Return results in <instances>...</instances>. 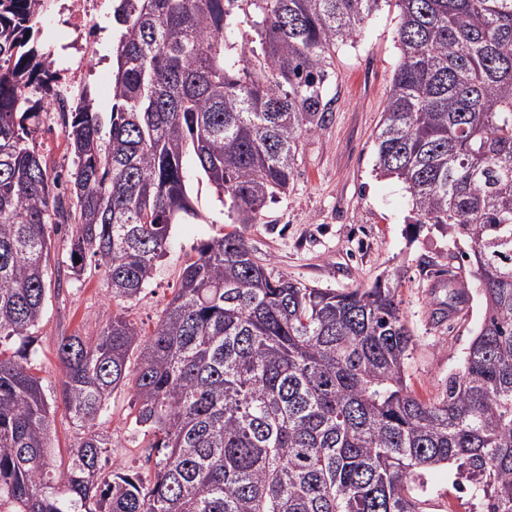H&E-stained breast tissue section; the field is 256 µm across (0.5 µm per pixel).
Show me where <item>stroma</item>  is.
I'll return each mask as SVG.
<instances>
[{
    "mask_svg": "<svg viewBox=\"0 0 512 512\" xmlns=\"http://www.w3.org/2000/svg\"><path fill=\"white\" fill-rule=\"evenodd\" d=\"M396 29L397 9L386 0L355 42L337 46L327 79L324 125L303 139L286 194L267 205L260 223L241 232L254 254L271 260L274 273L308 285L347 291L371 287L379 279H398V299L415 341L407 381L419 397L433 399L441 395L448 376L459 371L484 307L474 287L465 305L449 310V275L470 276L468 262L459 257L464 244L433 227L409 224L404 186L375 171V134L400 61ZM92 50L99 64L87 87L95 110L106 119L112 110V44L99 38ZM36 145L50 174L71 168L73 157L59 115L40 119ZM184 166L194 213L172 225L169 246L152 279L139 299L122 310L145 335L154 330L198 245L233 229L227 205L197 172L193 157H185ZM51 239L33 366L52 407L53 459L63 467L78 431L61 394L57 341L95 334L106 314L117 308L94 261H87L80 278L70 277V229H59ZM110 405L105 429L116 445L112 461L129 467L144 439L130 422V392L115 390ZM427 478L434 490L430 512H480L479 501L458 488L453 469H435Z\"/></svg>",
    "mask_w": 512,
    "mask_h": 512,
    "instance_id": "obj_1",
    "label": "stroma"
}]
</instances>
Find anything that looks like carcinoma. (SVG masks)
<instances>
[{
    "instance_id": "cac0c4a2",
    "label": "carcinoma",
    "mask_w": 512,
    "mask_h": 512,
    "mask_svg": "<svg viewBox=\"0 0 512 512\" xmlns=\"http://www.w3.org/2000/svg\"><path fill=\"white\" fill-rule=\"evenodd\" d=\"M49 0H0V503L11 512H428L449 466L482 512H512V0H394L400 62L376 170L405 186L410 223L465 242L482 323L442 396L407 383L414 336L395 282L336 292L275 276L241 232L202 242L153 332L107 313L57 345L80 431L50 459L33 372L50 235L72 225L116 304L137 298L171 224L194 213L183 158L257 224L288 191L325 82L382 0H116L108 134L84 92L64 113L70 193L33 144L54 75L38 42ZM242 33L239 51L227 41ZM131 393L146 470L108 468L102 430Z\"/></svg>"
}]
</instances>
